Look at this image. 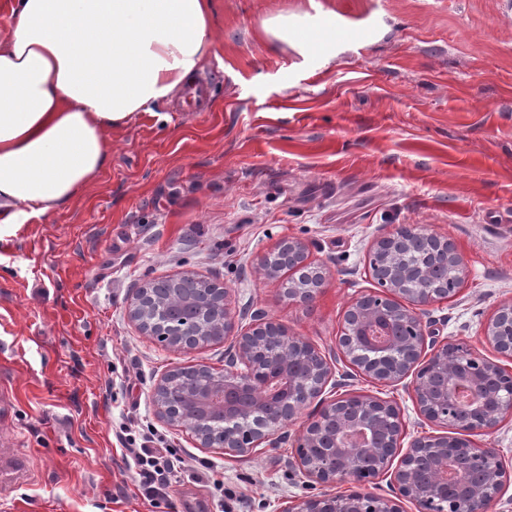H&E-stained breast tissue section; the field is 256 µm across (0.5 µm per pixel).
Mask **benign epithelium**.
Returning a JSON list of instances; mask_svg holds the SVG:
<instances>
[{
	"mask_svg": "<svg viewBox=\"0 0 512 512\" xmlns=\"http://www.w3.org/2000/svg\"><path fill=\"white\" fill-rule=\"evenodd\" d=\"M420 240L434 246V258L461 267L454 247L436 235L401 226L381 237L372 252L383 254L384 259L370 268L384 296L363 295L351 303L338 350L352 369L375 380L393 385L409 380L404 388L419 414L437 427L455 430V435H424L407 443L396 402L373 396L322 398L333 380L325 356L262 313L253 315L248 331L238 330L226 304L227 289L209 281L199 295L193 289L199 282L195 277L179 278L181 287L176 292L194 298L206 311L211 322L209 340L231 337L233 342L224 350V372L214 374L208 390L191 396L202 418L186 419L177 404L161 397L171 387L170 374L154 391L158 417L185 427L202 447L210 448L203 420L219 413L224 417L220 447L228 454H244L263 443L279 447L288 438V425L318 398L322 404L318 415L292 443L301 471L320 484L387 476L397 497L346 490L307 497L289 512H402V499L416 503L420 512H434L436 499L448 491V480L461 479L454 458L448 455L451 446L471 454L485 475L463 501L449 505L450 512H489L491 504L503 496L506 472L501 455L495 448H476L458 434H486L512 413L511 393L490 415L482 412L484 399L477 390V379L483 374L509 387L512 374L463 345L438 341L430 329L432 321L423 320L424 307L448 299L455 291L429 287L425 273L407 260ZM274 253L279 255L278 264H269L265 256L258 262L267 277H276L285 268L300 275L312 268L308 246L301 240L282 239ZM169 284V280L154 281L134 288L129 316L142 333L165 336L172 348H194L199 333L193 325L166 332L143 320V312L155 306L158 291ZM401 298L405 303L399 302ZM483 335L500 355L512 358V302L498 307L484 325ZM265 343L279 347L276 359L259 356Z\"/></svg>",
	"mask_w": 512,
	"mask_h": 512,
	"instance_id": "1",
	"label": "benign epithelium"
}]
</instances>
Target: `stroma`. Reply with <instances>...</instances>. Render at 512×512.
<instances>
[{
  "label": "stroma",
  "instance_id": "1",
  "mask_svg": "<svg viewBox=\"0 0 512 512\" xmlns=\"http://www.w3.org/2000/svg\"><path fill=\"white\" fill-rule=\"evenodd\" d=\"M281 13L355 36L332 53L300 28L284 44L263 29ZM212 23L211 110L171 99L112 130L106 170L69 206L0 235V442L31 462L22 487L0 489L9 512H286L336 493L288 443L230 457L158 418L160 380L222 371L226 344L142 335L128 298L147 282L223 284L239 330L265 312L346 375L326 397L394 400L423 436L434 427L403 387L336 353L347 307L377 291L375 241L413 226L462 260L456 294L428 308L440 340L512 370L482 338L512 302V0H214ZM283 238L327 270L310 303L286 296L290 272L257 267ZM129 438L183 460L160 506Z\"/></svg>",
  "mask_w": 512,
  "mask_h": 512
}]
</instances>
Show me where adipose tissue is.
Returning a JSON list of instances; mask_svg holds the SVG:
<instances>
[{"mask_svg": "<svg viewBox=\"0 0 512 512\" xmlns=\"http://www.w3.org/2000/svg\"><path fill=\"white\" fill-rule=\"evenodd\" d=\"M212 0H9L0 38V231L69 205L109 131L191 82Z\"/></svg>", "mask_w": 512, "mask_h": 512, "instance_id": "ef3b65f1", "label": "adipose tissue"}]
</instances>
